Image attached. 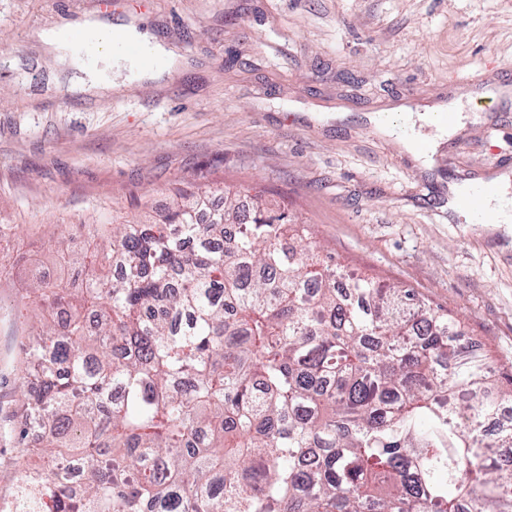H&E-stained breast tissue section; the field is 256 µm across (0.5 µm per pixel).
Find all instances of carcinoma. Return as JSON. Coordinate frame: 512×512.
<instances>
[{
	"label": "carcinoma",
	"mask_w": 512,
	"mask_h": 512,
	"mask_svg": "<svg viewBox=\"0 0 512 512\" xmlns=\"http://www.w3.org/2000/svg\"><path fill=\"white\" fill-rule=\"evenodd\" d=\"M199 179L159 223L85 225L84 287L25 283L41 464L0 512H512V388L457 320Z\"/></svg>",
	"instance_id": "1"
}]
</instances>
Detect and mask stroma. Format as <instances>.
<instances>
[{
    "mask_svg": "<svg viewBox=\"0 0 512 512\" xmlns=\"http://www.w3.org/2000/svg\"><path fill=\"white\" fill-rule=\"evenodd\" d=\"M135 25L176 54L170 74L89 98L42 31ZM495 89L424 168L374 121ZM512 162V0H0V224L18 248L0 279V413L19 411L24 283L80 286L44 235L163 212L207 173L284 205L348 269L448 311L512 383V224H468L448 187Z\"/></svg>",
    "mask_w": 512,
    "mask_h": 512,
    "instance_id": "1",
    "label": "stroma"
}]
</instances>
